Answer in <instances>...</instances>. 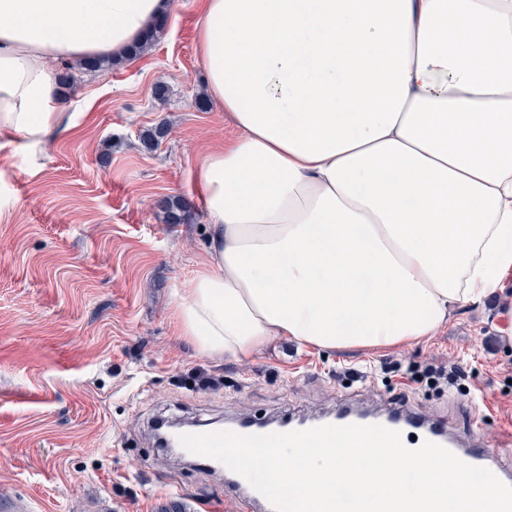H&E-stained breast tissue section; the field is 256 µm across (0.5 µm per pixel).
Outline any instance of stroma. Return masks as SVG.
<instances>
[{"mask_svg": "<svg viewBox=\"0 0 512 512\" xmlns=\"http://www.w3.org/2000/svg\"><path fill=\"white\" fill-rule=\"evenodd\" d=\"M200 8L179 0L145 55L78 74L43 149L0 151V498L31 500L32 512H153L171 489L243 512L225 498L223 473L154 444L155 422L381 411L404 393L400 376L362 383L348 371L391 356L459 363L462 391L419 389L410 403L511 461L512 341L490 304L456 309L428 340L376 350L279 341L224 359L177 336L174 289L198 269L210 234L195 168L234 134L215 105H196ZM162 123L167 136L146 149L143 132ZM165 197L185 199L191 220L165 223Z\"/></svg>", "mask_w": 512, "mask_h": 512, "instance_id": "stroma-1", "label": "stroma"}]
</instances>
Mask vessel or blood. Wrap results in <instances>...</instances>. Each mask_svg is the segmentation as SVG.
I'll list each match as a JSON object with an SVG mask.
<instances>
[{
	"mask_svg": "<svg viewBox=\"0 0 512 512\" xmlns=\"http://www.w3.org/2000/svg\"><path fill=\"white\" fill-rule=\"evenodd\" d=\"M328 424L336 426L381 425L399 431L402 437L412 438L414 444L429 441L447 447L464 462L478 467H489L492 452L485 447L461 448L448 439V425L444 419L428 415L413 408H393L371 416H360L352 409L343 408L328 417ZM298 425L291 420H277L260 423L242 420L230 425V432L239 435L287 433L297 430ZM224 491L244 503L249 512H275L273 505L240 475L226 472Z\"/></svg>",
	"mask_w": 512,
	"mask_h": 512,
	"instance_id": "b4317fda",
	"label": "vessel or blood"
}]
</instances>
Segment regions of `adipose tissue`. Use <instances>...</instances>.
Segmentation results:
<instances>
[{
	"label": "adipose tissue",
	"instance_id": "1",
	"mask_svg": "<svg viewBox=\"0 0 512 512\" xmlns=\"http://www.w3.org/2000/svg\"><path fill=\"white\" fill-rule=\"evenodd\" d=\"M177 0H0V151L60 124L53 63L127 55ZM235 134L197 164L178 333L240 358L389 347L494 301L512 335V0H203Z\"/></svg>",
	"mask_w": 512,
	"mask_h": 512
}]
</instances>
